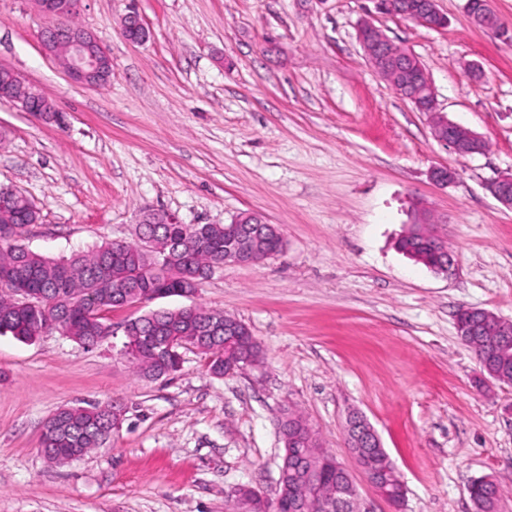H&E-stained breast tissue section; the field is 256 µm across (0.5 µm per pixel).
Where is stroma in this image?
Wrapping results in <instances>:
<instances>
[{"mask_svg":"<svg viewBox=\"0 0 512 512\" xmlns=\"http://www.w3.org/2000/svg\"><path fill=\"white\" fill-rule=\"evenodd\" d=\"M465 4L437 0L448 24L429 30L371 14V0H83L76 21L112 58L107 84L88 87L43 51L31 0H0V65L61 110L45 121L0 102V185L40 215L31 249L57 258L135 241L148 208L183 224L255 211L284 241L190 299L260 343L261 362L234 375L213 377L192 351L176 375L134 374L124 322L183 297L109 312L113 334L93 348L56 331L0 335V512H230L242 485L274 497L288 408L351 470L349 414L375 427L405 497L393 508L356 476L361 512H475L481 476L512 512V386L484 382L455 324L464 307L512 319V211L487 189L512 172V0H493L505 37L476 27ZM131 10L145 42L121 35ZM367 18L419 58L441 112L484 136V154L437 142L428 116L368 66ZM435 166L455 182L434 185ZM422 211L452 272L397 247ZM111 400L125 415L105 447L43 457L48 416Z\"/></svg>","mask_w":512,"mask_h":512,"instance_id":"stroma-1","label":"stroma"}]
</instances>
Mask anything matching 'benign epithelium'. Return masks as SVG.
Here are the masks:
<instances>
[{
    "label": "benign epithelium",
    "instance_id": "7a95c632",
    "mask_svg": "<svg viewBox=\"0 0 512 512\" xmlns=\"http://www.w3.org/2000/svg\"><path fill=\"white\" fill-rule=\"evenodd\" d=\"M36 10L48 20L42 32V49L58 59L68 77L75 83L98 87L112 75V58L96 36L82 26H73L68 19L78 14L82 0H32ZM466 11L476 26L500 32V24L492 6V0L475 4L466 0ZM403 18L428 29H443L445 16L438 10L436 0H412ZM149 31L135 12L129 13L122 25V36L130 43H141ZM359 43L369 66L380 74L400 98L409 101L419 112L431 117L434 138L451 147L460 156L484 153L486 139L479 133L449 120L438 108L435 89L425 66L418 62L409 50L397 46L376 27L365 20L358 30ZM0 75L9 83L0 89V100L9 101L44 120L56 118L59 109L47 97L36 91L17 71L0 66ZM497 202L512 211V173L501 174L487 185ZM144 224H176V217L162 210H148L142 218ZM278 236L277 226L268 223L255 212L240 213L224 224V262L238 265H256L265 260L258 251L263 236ZM477 311L496 324L499 335H512V320L500 317L485 309ZM347 437L358 445L353 453L358 467L372 487L379 488L376 473L364 464L363 455L375 447L379 435L374 427L357 412L349 414L346 422ZM336 469L334 501L336 512H356V489L351 474L334 458L323 460ZM270 503L261 492L251 487H238L233 492V512H264Z\"/></svg>",
    "mask_w": 512,
    "mask_h": 512
}]
</instances>
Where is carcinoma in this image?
Wrapping results in <instances>:
<instances>
[{
	"instance_id": "cac0c4a2",
	"label": "carcinoma",
	"mask_w": 512,
	"mask_h": 512,
	"mask_svg": "<svg viewBox=\"0 0 512 512\" xmlns=\"http://www.w3.org/2000/svg\"><path fill=\"white\" fill-rule=\"evenodd\" d=\"M0 277L15 288H27L35 308L0 291V335L11 334L22 341H34L46 330L59 328L81 345H99L112 335L105 313L134 303L146 294L162 298L179 297L193 275L208 278L224 264L222 224H140L138 234L150 242H103L68 257L51 258L35 252L25 243L28 227L39 213L25 197L9 187H0ZM398 249L410 258L433 268L448 261L434 241L424 237H402ZM471 326L461 340L472 350L477 362L512 379V350L504 352L496 325L479 316L460 314ZM224 312L196 306L178 314L171 309L153 310L126 321V348L137 376L159 379L179 372L176 357L191 347L204 355L209 373L224 377V365L241 371L256 363L257 356L246 349L244 340L224 343ZM115 405L64 406L43 423L40 447L72 448L82 458L102 448L112 435ZM284 418L296 427L299 441L291 448L298 456L309 448H320L316 436L304 430L306 421L296 411H284ZM373 467L394 471L384 448L369 456ZM336 488V473L323 469L309 489L310 512H325ZM476 512H497L500 488L485 477L469 486Z\"/></svg>"
}]
</instances>
